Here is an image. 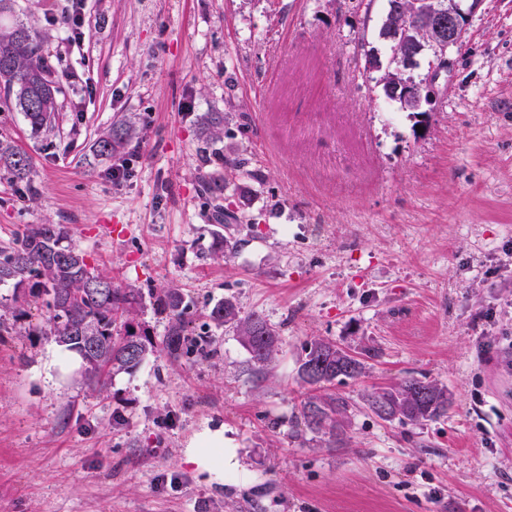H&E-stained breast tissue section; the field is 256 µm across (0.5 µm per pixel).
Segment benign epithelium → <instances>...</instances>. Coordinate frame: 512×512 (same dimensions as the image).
<instances>
[{
    "label": "benign epithelium",
    "mask_w": 512,
    "mask_h": 512,
    "mask_svg": "<svg viewBox=\"0 0 512 512\" xmlns=\"http://www.w3.org/2000/svg\"><path fill=\"white\" fill-rule=\"evenodd\" d=\"M483 0H411L410 7L399 11V21L393 30V38L407 45H416L414 34L428 31L431 37L426 46L440 57L448 49L461 45L467 15L474 11ZM396 67L389 71V77L404 88L402 107L418 110L432 101L438 94L436 89L441 69H435L428 79L422 82L401 78V68L412 65V52L393 54ZM437 394L433 387L415 388L398 397V402L407 407L416 402L427 400Z\"/></svg>",
    "instance_id": "benign-epithelium-1"
}]
</instances>
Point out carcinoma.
Wrapping results in <instances>:
<instances>
[{"label":"carcinoma","mask_w":512,"mask_h":512,"mask_svg":"<svg viewBox=\"0 0 512 512\" xmlns=\"http://www.w3.org/2000/svg\"><path fill=\"white\" fill-rule=\"evenodd\" d=\"M0 90L8 101L24 113L31 130L41 132L58 110V88L46 77L41 55V40L23 24L0 26ZM136 134L133 125L121 123L98 141L99 151L110 154ZM0 169L18 179L29 178L31 158L10 144L0 143ZM229 178L202 179L204 190L215 200L223 198ZM68 232L59 224H36L17 236L13 246L0 249V286L29 288L34 297H46L50 334L60 346L81 357L85 375L98 383L103 375L137 368L153 348L146 333H138L132 322L141 306V297L133 288H123L89 267L81 251L65 243ZM159 305L178 317L171 327L165 348L174 354L182 345L192 342L180 320L183 304L177 288L168 289L158 298ZM217 327L231 325L250 360L262 370L277 353L278 331L259 315H239L230 300L216 304L209 312ZM336 344L326 340L312 343L305 362L323 359L327 368L336 369ZM423 385L411 378L398 388L375 392L368 406L378 412L380 400ZM448 408V398L429 399L411 410L380 415L383 420L398 416L400 420H433ZM347 411V403L331 393L314 395L302 406L303 425L315 432L327 431L334 442L342 441L339 417Z\"/></svg>","instance_id":"1"}]
</instances>
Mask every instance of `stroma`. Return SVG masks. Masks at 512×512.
<instances>
[{"label":"stroma","mask_w":512,"mask_h":512,"mask_svg":"<svg viewBox=\"0 0 512 512\" xmlns=\"http://www.w3.org/2000/svg\"><path fill=\"white\" fill-rule=\"evenodd\" d=\"M388 0H12L0 23L42 40L60 110L32 134L0 98V139L30 178L0 171V247L65 225L91 267L139 289L155 344L94 391L60 376L47 311L0 288V512H512V0H483L461 49L403 74L447 82L424 111L384 96ZM80 10L72 41L65 14ZM379 65L366 69V56ZM224 113L219 139L204 131ZM137 134L100 154L112 124ZM244 177L223 201L255 223L213 258L201 177ZM124 176L114 180V168ZM178 287L190 336L155 304ZM20 296L25 316L3 302ZM232 299L280 334L258 373L207 314ZM325 339L364 364L330 392L344 440L300 426L298 367ZM415 377L448 393L435 420L386 421L368 395ZM223 428L243 479L185 458ZM158 302L164 310L168 309L177 317V323L171 327V330L168 334L169 337L165 343V348L168 350V352L171 354L177 353L182 345L187 343L193 342L196 346H198L199 342L197 340H192L188 337L189 334L185 333L186 329L184 327L183 321L181 320L183 309L179 311L183 304V297L179 292V289L174 287L168 288L163 296L158 298Z\"/></svg>","instance_id":"1"}]
</instances>
